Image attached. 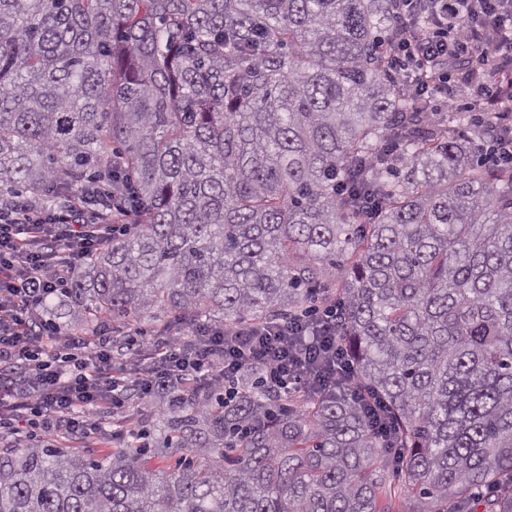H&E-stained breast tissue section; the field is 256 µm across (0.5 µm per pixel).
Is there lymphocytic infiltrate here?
Instances as JSON below:
<instances>
[{"mask_svg": "<svg viewBox=\"0 0 512 512\" xmlns=\"http://www.w3.org/2000/svg\"><path fill=\"white\" fill-rule=\"evenodd\" d=\"M421 0H397L407 23L395 44L411 57V71L474 63L512 73V0H435L437 19L417 29L412 18ZM449 107L512 112V80L474 97L469 81L448 89ZM85 202L75 197L58 211L14 208L0 224V430L18 439L72 442L88 438L91 411L124 412L129 402L148 406L158 391L185 390L195 383L239 381L262 374L277 395L315 385L354 383L336 345L332 315L316 321L307 342L284 320L267 327H194L188 338L157 342L155 361L129 374H114L116 359L138 355L130 333L124 346L111 333L63 334L47 318L44 302L74 275L76 257L97 250L105 230L84 220Z\"/></svg>", "mask_w": 512, "mask_h": 512, "instance_id": "1", "label": "lymphocytic infiltrate"}]
</instances>
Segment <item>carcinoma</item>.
<instances>
[{
	"instance_id": "cac0c4a2",
	"label": "carcinoma",
	"mask_w": 512,
	"mask_h": 512,
	"mask_svg": "<svg viewBox=\"0 0 512 512\" xmlns=\"http://www.w3.org/2000/svg\"><path fill=\"white\" fill-rule=\"evenodd\" d=\"M399 26L392 0H0V214L139 219L81 260L62 329L321 301L363 392L215 380L101 456L1 448L0 512H466L498 486L477 505L512 512V168L481 158L491 118L394 77Z\"/></svg>"
}]
</instances>
